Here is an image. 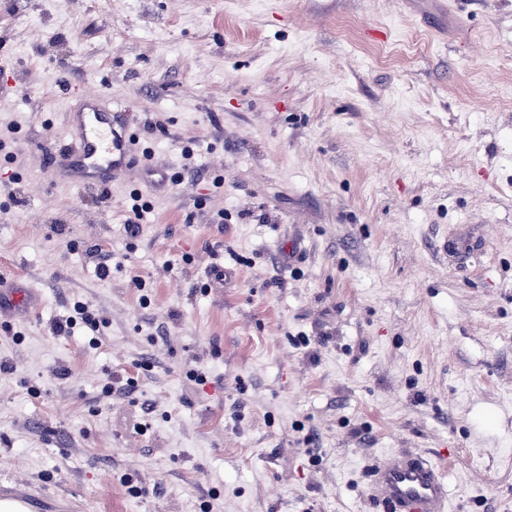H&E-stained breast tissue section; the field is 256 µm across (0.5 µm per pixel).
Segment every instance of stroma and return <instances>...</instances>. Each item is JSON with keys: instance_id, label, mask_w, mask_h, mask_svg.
I'll list each match as a JSON object with an SVG mask.
<instances>
[{"instance_id": "stroma-1", "label": "stroma", "mask_w": 512, "mask_h": 512, "mask_svg": "<svg viewBox=\"0 0 512 512\" xmlns=\"http://www.w3.org/2000/svg\"><path fill=\"white\" fill-rule=\"evenodd\" d=\"M73 90L177 178L137 236L138 176L49 172ZM15 120L0 275L43 306L0 323V484L29 512H386L402 449L450 512H512V0H0ZM77 300L100 348L51 330Z\"/></svg>"}]
</instances>
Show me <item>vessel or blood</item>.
I'll return each mask as SVG.
<instances>
[{"mask_svg": "<svg viewBox=\"0 0 512 512\" xmlns=\"http://www.w3.org/2000/svg\"><path fill=\"white\" fill-rule=\"evenodd\" d=\"M65 159L53 178L78 189L106 187L138 167L131 111L74 93L66 105ZM40 294L20 277L0 276V316L26 317ZM372 487L388 512H448V487L439 466L413 451L393 455L373 472Z\"/></svg>", "mask_w": 512, "mask_h": 512, "instance_id": "vessel-or-blood-1", "label": "vessel or blood"}]
</instances>
